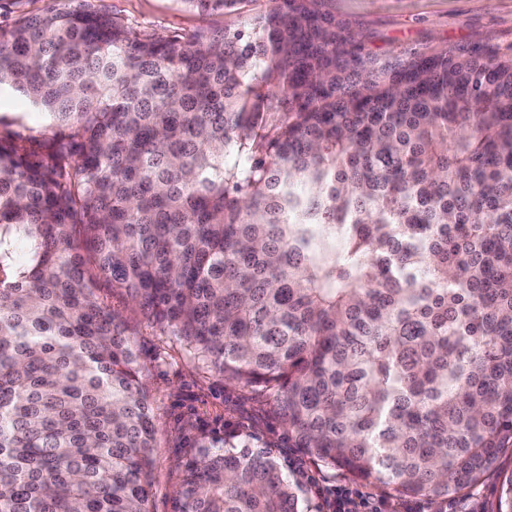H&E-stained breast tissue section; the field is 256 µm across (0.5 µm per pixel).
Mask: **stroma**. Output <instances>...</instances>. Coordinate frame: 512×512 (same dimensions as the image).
<instances>
[{
    "label": "stroma",
    "mask_w": 512,
    "mask_h": 512,
    "mask_svg": "<svg viewBox=\"0 0 512 512\" xmlns=\"http://www.w3.org/2000/svg\"><path fill=\"white\" fill-rule=\"evenodd\" d=\"M103 6L130 22L162 33H190L232 24L229 16L204 17L177 0H102ZM326 9L363 37L366 51L388 58L448 44H512V0H326ZM100 300L120 309L126 333L142 366V383L154 403L158 454L151 473V512H173L184 464L194 459L200 436L221 439L238 432L243 443L277 445L290 478L303 485L301 512H326L322 489L349 483L340 470L315 465L299 449L282 445L284 428L269 397L205 373L177 337L162 333L125 296L102 288ZM512 475V451L501 452L476 483L425 512H466L481 503L499 512L501 486Z\"/></svg>",
    "instance_id": "1"
}]
</instances>
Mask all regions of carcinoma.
Returning a JSON list of instances; mask_svg holds the SVG:
<instances>
[{
    "instance_id": "obj_1",
    "label": "carcinoma",
    "mask_w": 512,
    "mask_h": 512,
    "mask_svg": "<svg viewBox=\"0 0 512 512\" xmlns=\"http://www.w3.org/2000/svg\"><path fill=\"white\" fill-rule=\"evenodd\" d=\"M265 2L189 35L94 0L0 26V96L50 128L0 130V512H150L102 282L386 495L438 503L512 449V45L383 60L324 0ZM221 444L174 512H300L271 446Z\"/></svg>"
}]
</instances>
